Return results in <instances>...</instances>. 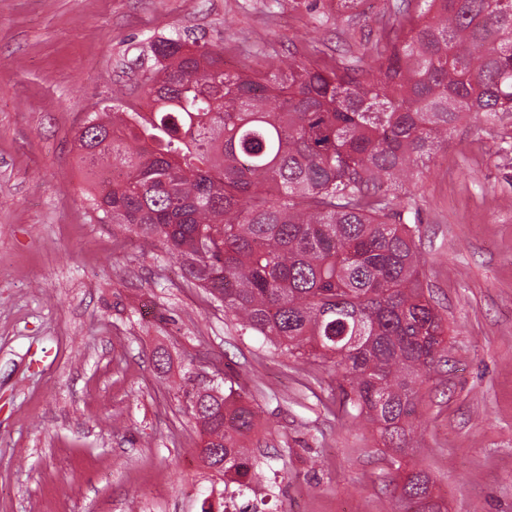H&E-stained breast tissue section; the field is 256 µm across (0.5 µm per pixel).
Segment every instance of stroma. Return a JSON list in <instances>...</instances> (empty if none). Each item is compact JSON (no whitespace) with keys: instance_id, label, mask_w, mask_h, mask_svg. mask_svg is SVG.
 I'll list each match as a JSON object with an SVG mask.
<instances>
[{"instance_id":"obj_1","label":"stroma","mask_w":512,"mask_h":512,"mask_svg":"<svg viewBox=\"0 0 512 512\" xmlns=\"http://www.w3.org/2000/svg\"><path fill=\"white\" fill-rule=\"evenodd\" d=\"M388 2L0 0V512H201L224 481L177 387L217 370L259 414L267 512H400L397 456L342 416L335 371L244 329L157 240L99 223L76 174L90 113L147 111L153 40L223 43L230 70L306 60L312 39L359 56ZM400 198L448 326L402 459L442 512H512V116L473 113Z\"/></svg>"}]
</instances>
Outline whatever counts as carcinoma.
<instances>
[{
  "mask_svg": "<svg viewBox=\"0 0 512 512\" xmlns=\"http://www.w3.org/2000/svg\"><path fill=\"white\" fill-rule=\"evenodd\" d=\"M150 49V112L114 105L78 132L91 209L158 239L245 328L340 371L345 415L411 447L448 327L398 191L465 115L512 112V0H394L368 64L315 41L310 64L264 73L179 35ZM183 394L203 465L240 492L266 480L242 394ZM399 486L403 512H441L425 471Z\"/></svg>",
  "mask_w": 512,
  "mask_h": 512,
  "instance_id": "obj_1",
  "label": "carcinoma"
}]
</instances>
